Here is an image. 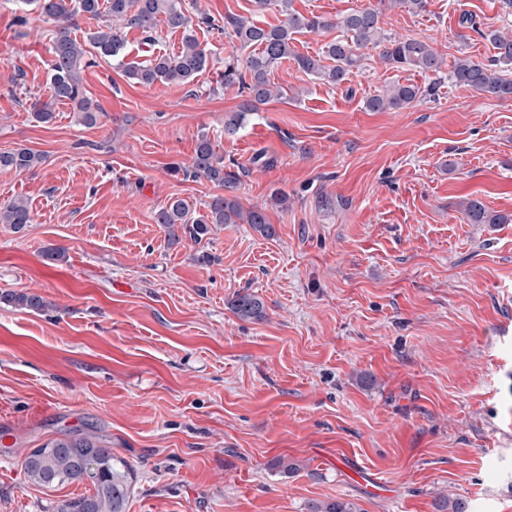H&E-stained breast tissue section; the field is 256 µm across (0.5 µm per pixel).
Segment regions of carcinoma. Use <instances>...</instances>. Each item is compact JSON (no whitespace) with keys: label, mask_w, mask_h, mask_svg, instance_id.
I'll list each match as a JSON object with an SVG mask.
<instances>
[{"label":"carcinoma","mask_w":512,"mask_h":512,"mask_svg":"<svg viewBox=\"0 0 512 512\" xmlns=\"http://www.w3.org/2000/svg\"><path fill=\"white\" fill-rule=\"evenodd\" d=\"M40 11L58 22L51 38V72L49 95L46 100L32 103L35 119L48 124L55 118V107L68 103L79 121L88 127L98 124L100 107L87 95L81 72L93 64L89 51L100 57H115L124 43V32L138 29L150 34L159 24L170 30L182 31L181 50L170 56L160 55L143 64L123 65V75L132 83L151 87L157 83L189 85L210 64V54L201 45L194 31L192 18L185 14L181 0H37ZM379 6L353 10L331 20L323 15H305L292 8V0H253L254 7L264 10L279 7L284 20L278 25L259 26L245 17L224 19L232 29L240 48L251 52L245 59L230 58L224 62L221 81L224 89H237L246 94L252 104H264L282 96L269 75L282 61L291 59L307 75L329 86H339L349 73L360 68L363 50H379L380 60L393 68H418L438 75L443 58L433 44L416 37H397L382 26V7H400L419 14L427 10L428 0H378ZM79 13L93 19L103 18L106 24L88 33L87 43L72 36L70 22ZM336 28L340 37L325 44L321 52L302 55L292 48L295 35L316 33ZM489 41L496 54L487 63L462 57L456 60L450 77L458 85L499 100L512 101V33L500 30L479 31ZM437 83L426 87L395 83L365 100L370 112L398 110L435 95ZM46 156L28 148L0 153V167L24 171L43 165ZM184 174L204 178L224 189L213 198L206 210L198 211L194 204L178 197L156 213V223L166 227L173 236L180 234L199 242L212 224H248L265 237L274 235L264 211L243 209L235 191L236 176L224 171V157L217 154L211 141L203 136L197 143L192 162ZM463 212L472 224H508L512 215L492 212L477 200L463 205ZM29 206L23 200L0 204V224L15 231L32 223ZM0 304L40 311L48 307L43 296L22 292H0ZM241 320L259 321L265 317L263 300L253 292H238L230 302ZM27 478L40 487L55 488L86 483L89 493L59 499L49 512H128V503L135 478L134 467L124 458L112 454V448L93 431L63 432L41 447L31 450L23 460ZM309 512H359L351 501L337 499L314 503Z\"/></svg>","instance_id":"carcinoma-1"}]
</instances>
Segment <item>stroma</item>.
<instances>
[{"mask_svg": "<svg viewBox=\"0 0 512 512\" xmlns=\"http://www.w3.org/2000/svg\"><path fill=\"white\" fill-rule=\"evenodd\" d=\"M182 5L213 18L196 35L218 65L240 51L225 15L282 20L251 0ZM382 21L449 62L490 60L481 31L512 30L499 0H428ZM55 28L32 0H0V152L47 156L0 168V203L33 215L18 232L0 225V290L52 304L0 306V512L86 492L22 468L85 427L133 465L129 512H308L339 498L361 512H438L446 498L512 512V223L471 224L460 207L512 214V101L445 79L431 98L367 111L389 84L433 80L369 49L335 87L283 63L270 76L283 97L229 136L224 115L245 98L212 71L187 86L123 76L179 50L181 32L162 26L152 42L126 31L121 57L86 68L96 126L67 105L45 125L30 106L48 94ZM203 136L273 237L224 224L174 242L156 224L171 198L219 195L179 172ZM53 248L65 261L44 259ZM242 289L265 320L232 312ZM281 456L299 471L279 474ZM46 156L28 148H21L9 152L0 153V167L14 168L24 171L43 165ZM0 304L32 311H40L48 307L43 296L22 291L0 292Z\"/></svg>", "mask_w": 512, "mask_h": 512, "instance_id": "stroma-1", "label": "stroma"}]
</instances>
